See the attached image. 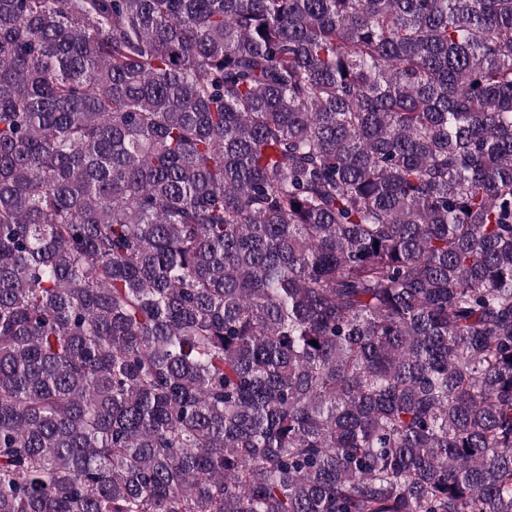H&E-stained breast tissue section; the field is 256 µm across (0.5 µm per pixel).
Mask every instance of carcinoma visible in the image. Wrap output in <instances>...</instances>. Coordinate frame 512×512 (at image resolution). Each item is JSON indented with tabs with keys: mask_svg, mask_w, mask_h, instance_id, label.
Here are the masks:
<instances>
[{
	"mask_svg": "<svg viewBox=\"0 0 512 512\" xmlns=\"http://www.w3.org/2000/svg\"><path fill=\"white\" fill-rule=\"evenodd\" d=\"M0 512H512V0H0Z\"/></svg>",
	"mask_w": 512,
	"mask_h": 512,
	"instance_id": "obj_1",
	"label": "carcinoma"
}]
</instances>
